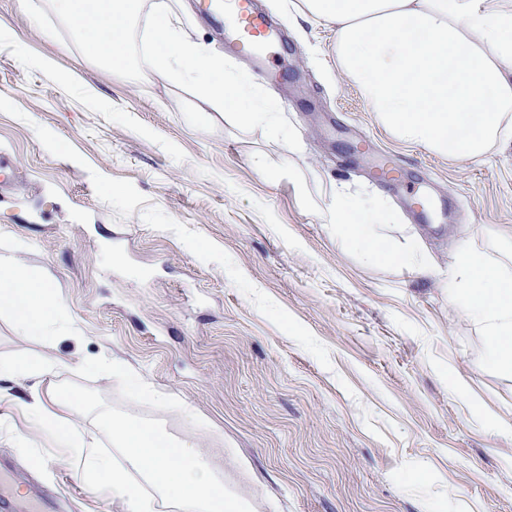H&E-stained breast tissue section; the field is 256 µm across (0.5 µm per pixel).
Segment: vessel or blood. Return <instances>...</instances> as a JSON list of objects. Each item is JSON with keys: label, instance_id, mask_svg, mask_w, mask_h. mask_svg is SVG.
<instances>
[{"label": "vessel or blood", "instance_id": "1", "mask_svg": "<svg viewBox=\"0 0 512 512\" xmlns=\"http://www.w3.org/2000/svg\"><path fill=\"white\" fill-rule=\"evenodd\" d=\"M232 14V37L227 48L272 62L275 34L266 17L257 11L254 0H233Z\"/></svg>", "mask_w": 512, "mask_h": 512}]
</instances>
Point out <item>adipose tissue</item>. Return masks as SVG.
<instances>
[{
	"label": "adipose tissue",
	"mask_w": 512,
	"mask_h": 512,
	"mask_svg": "<svg viewBox=\"0 0 512 512\" xmlns=\"http://www.w3.org/2000/svg\"><path fill=\"white\" fill-rule=\"evenodd\" d=\"M44 38L58 37L44 12L80 31L81 54L115 72L147 71L194 88V110L231 105L241 122L264 121L284 129L274 113L256 112L224 76L223 58L182 29L168 0H17ZM150 10L146 49L130 54L136 20ZM303 15L335 27L342 70L359 87L379 121L405 143L443 157L479 159L512 136V0H302ZM377 210L337 197L330 227L369 265L390 264L420 272L429 267L414 245H397L377 224ZM450 300L487 338L486 354L512 374V258L501 260L468 241L456 247L447 281ZM11 313L24 335L81 341L50 283L38 272L0 256V312ZM88 370L107 376L123 398L159 401L140 377L98 358ZM54 362L15 356L0 359V378L46 381L44 400L27 405V427L68 448L86 488L123 501L126 512H248V500L225 487L193 438L176 436L158 423L118 416L99 405L96 417L112 436V451L96 438L76 435L65 414L78 392L60 391L49 379Z\"/></svg>",
	"instance_id": "1"
}]
</instances>
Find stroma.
Segmentation results:
<instances>
[{
	"instance_id": "35a3bbf8",
	"label": "stroma",
	"mask_w": 512,
	"mask_h": 512,
	"mask_svg": "<svg viewBox=\"0 0 512 512\" xmlns=\"http://www.w3.org/2000/svg\"><path fill=\"white\" fill-rule=\"evenodd\" d=\"M255 2L281 34L270 76L225 51L223 10L176 7L284 138L229 106L191 122V87L81 59L66 28L61 51L0 0V156L17 166L0 251L38 270L83 332L27 336L3 312L0 358L55 361V382L81 392L73 428L104 449L102 403L193 437L251 512H512V374L441 286L461 233L480 247L484 226L512 225V140L459 161L396 140L340 69L331 24L299 0ZM339 194L374 203L433 272L365 264L329 227ZM104 353L168 404L83 370ZM32 386L0 379V464L50 512H125L88 494L69 449L27 432Z\"/></svg>"
}]
</instances>
